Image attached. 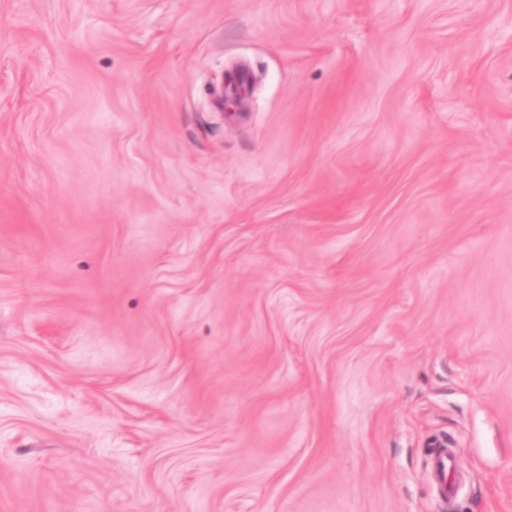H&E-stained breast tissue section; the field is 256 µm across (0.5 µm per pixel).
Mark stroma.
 Masks as SVG:
<instances>
[{
	"label": "stroma",
	"mask_w": 512,
	"mask_h": 512,
	"mask_svg": "<svg viewBox=\"0 0 512 512\" xmlns=\"http://www.w3.org/2000/svg\"><path fill=\"white\" fill-rule=\"evenodd\" d=\"M0 512H512V0H0ZM432 466L439 480V494L444 499L451 497L456 492L454 484L448 482V473L453 467V457L446 446L440 443L435 445L432 452Z\"/></svg>",
	"instance_id": "obj_1"
}]
</instances>
